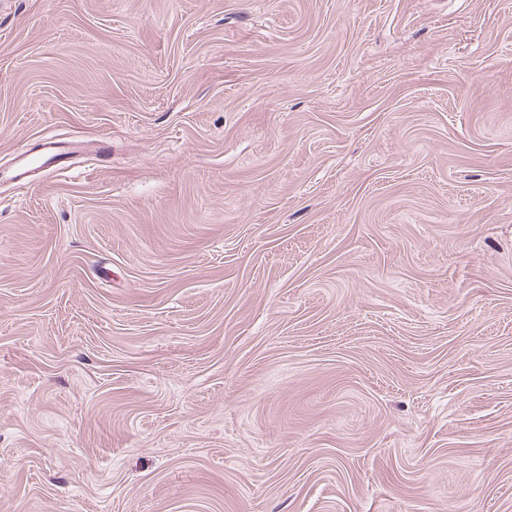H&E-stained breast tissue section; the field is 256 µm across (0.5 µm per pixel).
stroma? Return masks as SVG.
I'll use <instances>...</instances> for the list:
<instances>
[{
    "instance_id": "35a3bbf8",
    "label": "stroma",
    "mask_w": 512,
    "mask_h": 512,
    "mask_svg": "<svg viewBox=\"0 0 512 512\" xmlns=\"http://www.w3.org/2000/svg\"><path fill=\"white\" fill-rule=\"evenodd\" d=\"M0 512H512V0H0ZM83 142L72 140H62L54 136L42 139L38 146V154L29 156L28 154H20L17 156L15 166L1 173L12 180H24L32 168H51L58 167L56 172L62 173L64 163L68 157L75 153L77 149H81Z\"/></svg>"
}]
</instances>
